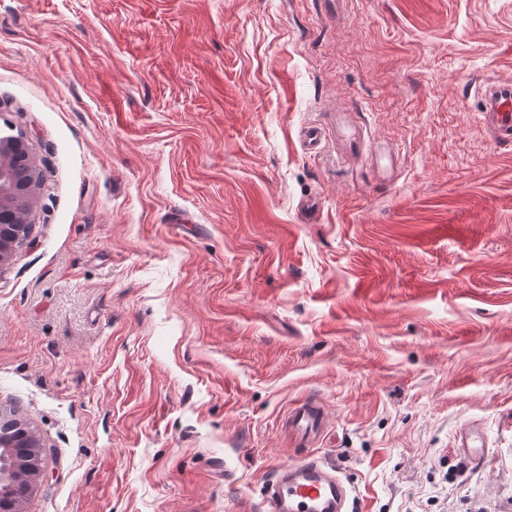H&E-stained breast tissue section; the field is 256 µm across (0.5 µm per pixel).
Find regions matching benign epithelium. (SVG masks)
I'll return each mask as SVG.
<instances>
[{"instance_id": "obj_1", "label": "benign epithelium", "mask_w": 512, "mask_h": 512, "mask_svg": "<svg viewBox=\"0 0 512 512\" xmlns=\"http://www.w3.org/2000/svg\"><path fill=\"white\" fill-rule=\"evenodd\" d=\"M43 173L25 134L0 145V270L11 262L29 240L32 212L22 215L19 207L33 203L41 190ZM40 440L25 430L11 440H0V512H20L19 500L10 495L18 482L35 484L43 476Z\"/></svg>"}]
</instances>
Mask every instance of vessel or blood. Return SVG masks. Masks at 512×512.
<instances>
[{
    "mask_svg": "<svg viewBox=\"0 0 512 512\" xmlns=\"http://www.w3.org/2000/svg\"><path fill=\"white\" fill-rule=\"evenodd\" d=\"M480 114L495 143L512 144V82L486 83ZM325 412L321 403L306 402L288 416L289 425L305 438L319 435ZM349 490L334 468L309 455L279 466L268 480L263 512H347Z\"/></svg>",
    "mask_w": 512,
    "mask_h": 512,
    "instance_id": "b4317fda",
    "label": "vessel or blood"
}]
</instances>
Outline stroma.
<instances>
[{
	"instance_id": "obj_1",
	"label": "stroma",
	"mask_w": 512,
	"mask_h": 512,
	"mask_svg": "<svg viewBox=\"0 0 512 512\" xmlns=\"http://www.w3.org/2000/svg\"><path fill=\"white\" fill-rule=\"evenodd\" d=\"M508 79L512 0H0V132L45 175L0 271L23 512H260L307 454L350 512H512ZM480 114L493 141L512 144V82L493 81L483 86ZM325 412L321 403L306 402L295 407L288 416V424L303 438L319 435L324 427Z\"/></svg>"
}]
</instances>
